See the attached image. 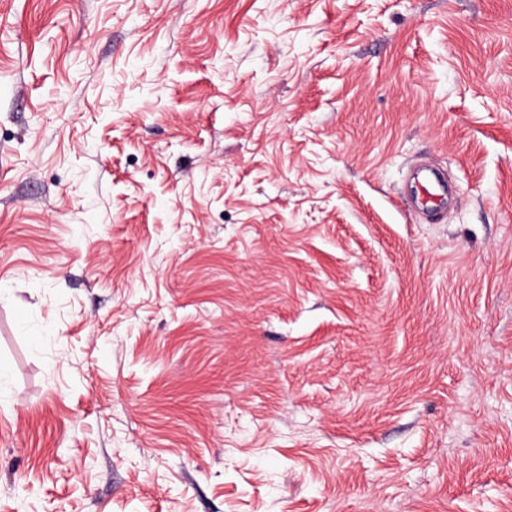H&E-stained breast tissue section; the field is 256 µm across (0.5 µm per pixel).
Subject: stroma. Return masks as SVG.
Returning <instances> with one entry per match:
<instances>
[{"mask_svg": "<svg viewBox=\"0 0 512 512\" xmlns=\"http://www.w3.org/2000/svg\"><path fill=\"white\" fill-rule=\"evenodd\" d=\"M0 512H512V0H0ZM418 178L419 190L422 194L420 204L430 217L438 216L447 210V185L445 180L434 170L425 169Z\"/></svg>", "mask_w": 512, "mask_h": 512, "instance_id": "1", "label": "stroma"}]
</instances>
